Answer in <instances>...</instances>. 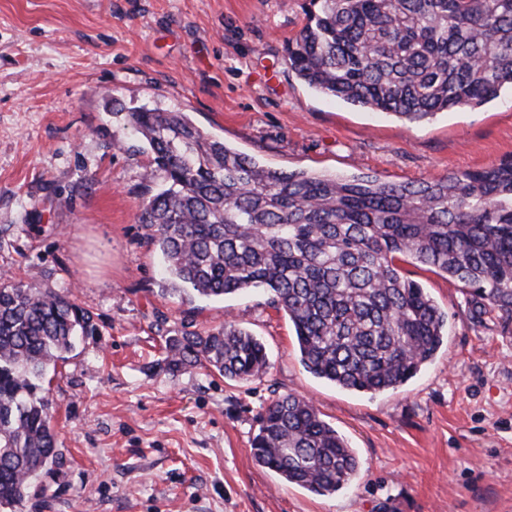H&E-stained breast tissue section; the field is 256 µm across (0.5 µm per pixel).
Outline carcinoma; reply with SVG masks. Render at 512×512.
Listing matches in <instances>:
<instances>
[{
	"instance_id": "1",
	"label": "carcinoma",
	"mask_w": 512,
	"mask_h": 512,
	"mask_svg": "<svg viewBox=\"0 0 512 512\" xmlns=\"http://www.w3.org/2000/svg\"><path fill=\"white\" fill-rule=\"evenodd\" d=\"M288 67L321 94L419 121L512 89V0H309ZM164 184L139 221L187 297L262 288L288 315L307 372L345 390H395L448 335V315L406 259L473 290L512 323V160L417 182L264 167L183 112L132 108ZM96 330L64 291L0 282V512H15L63 463L49 371ZM167 365L234 381L269 369L236 321L167 341ZM255 462L324 496L359 461L313 404L292 393L263 409Z\"/></svg>"
}]
</instances>
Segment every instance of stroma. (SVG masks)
Listing matches in <instances>:
<instances>
[{
    "label": "stroma",
    "mask_w": 512,
    "mask_h": 512,
    "mask_svg": "<svg viewBox=\"0 0 512 512\" xmlns=\"http://www.w3.org/2000/svg\"><path fill=\"white\" fill-rule=\"evenodd\" d=\"M307 0H0V279L71 292L98 332L49 384L61 466L42 512H512V324L458 282L405 261L448 315L419 374L374 396L313 377L267 292H167L138 221L158 189L144 139L106 110L187 113L280 170L392 183L512 159V92L411 123L308 88L285 62ZM233 320L270 368L236 382L168 367V339ZM311 400L359 459L317 496L259 466L273 398Z\"/></svg>",
    "instance_id": "1"
}]
</instances>
